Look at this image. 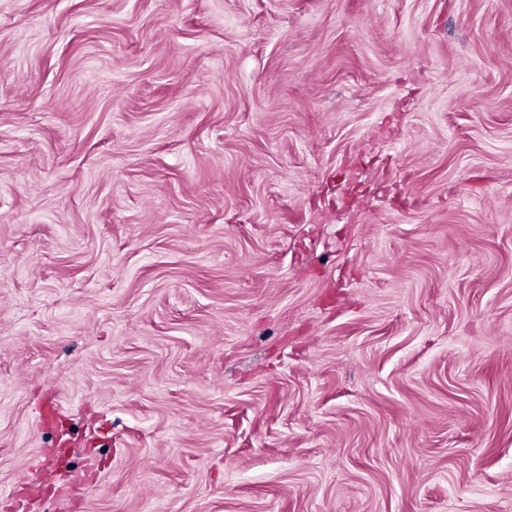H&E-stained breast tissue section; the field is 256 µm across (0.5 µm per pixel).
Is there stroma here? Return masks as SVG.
Listing matches in <instances>:
<instances>
[{"label":"stroma","mask_w":512,"mask_h":512,"mask_svg":"<svg viewBox=\"0 0 512 512\" xmlns=\"http://www.w3.org/2000/svg\"><path fill=\"white\" fill-rule=\"evenodd\" d=\"M0 512H512V0H0Z\"/></svg>","instance_id":"obj_1"}]
</instances>
